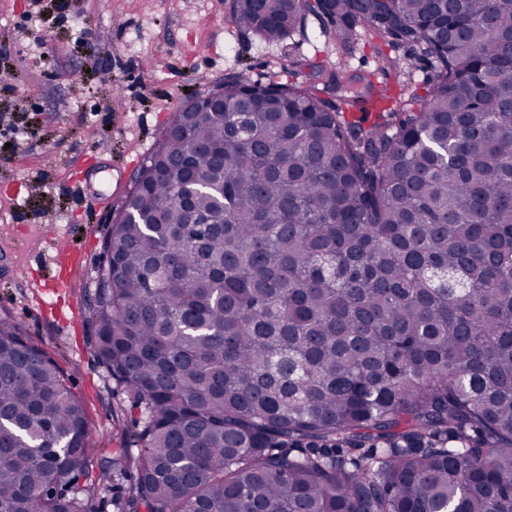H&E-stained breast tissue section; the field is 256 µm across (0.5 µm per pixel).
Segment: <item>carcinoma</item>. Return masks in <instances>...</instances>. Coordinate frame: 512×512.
<instances>
[{
	"label": "carcinoma",
	"mask_w": 512,
	"mask_h": 512,
	"mask_svg": "<svg viewBox=\"0 0 512 512\" xmlns=\"http://www.w3.org/2000/svg\"><path fill=\"white\" fill-rule=\"evenodd\" d=\"M310 15L434 75L367 127L316 62L174 109L89 306L121 512H512V0H230L265 44ZM0 420V512H97L83 402L9 320Z\"/></svg>",
	"instance_id": "1"
}]
</instances>
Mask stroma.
<instances>
[{
    "mask_svg": "<svg viewBox=\"0 0 512 512\" xmlns=\"http://www.w3.org/2000/svg\"><path fill=\"white\" fill-rule=\"evenodd\" d=\"M368 76L390 94L424 91L432 64L357 27L350 43L303 31L262 45L228 16V0H0V319L47 352L83 401L95 453L82 488L117 512L98 484L124 447L123 386L89 341L88 305L103 240L161 138L174 106L246 73L310 82L311 62ZM68 238L59 253L56 237Z\"/></svg>",
    "mask_w": 512,
    "mask_h": 512,
    "instance_id": "obj_1",
    "label": "stroma"
}]
</instances>
